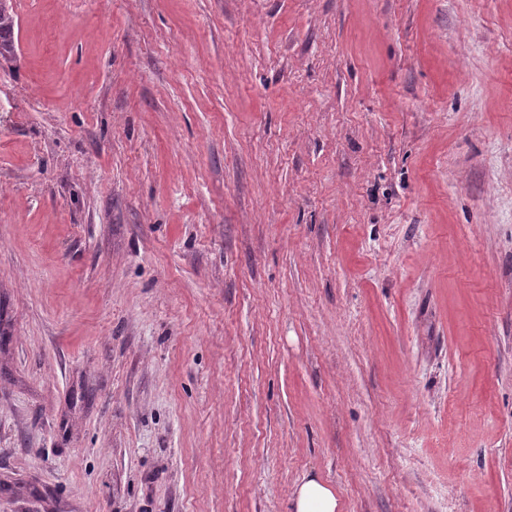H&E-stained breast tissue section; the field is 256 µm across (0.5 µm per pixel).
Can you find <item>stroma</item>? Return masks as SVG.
Listing matches in <instances>:
<instances>
[{"mask_svg": "<svg viewBox=\"0 0 512 512\" xmlns=\"http://www.w3.org/2000/svg\"><path fill=\"white\" fill-rule=\"evenodd\" d=\"M0 512H512V0H14ZM294 512H341L336 490L319 475L312 474L296 485L292 493Z\"/></svg>", "mask_w": 512, "mask_h": 512, "instance_id": "stroma-1", "label": "stroma"}]
</instances>
